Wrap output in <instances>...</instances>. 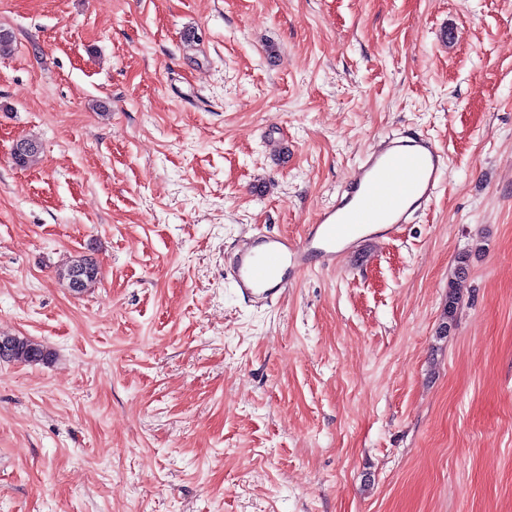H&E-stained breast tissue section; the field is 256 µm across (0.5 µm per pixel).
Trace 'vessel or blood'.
Listing matches in <instances>:
<instances>
[{
	"mask_svg": "<svg viewBox=\"0 0 512 512\" xmlns=\"http://www.w3.org/2000/svg\"><path fill=\"white\" fill-rule=\"evenodd\" d=\"M448 170V153L412 131L389 136L364 155L335 202L297 237L257 233L234 254L239 292L269 302L318 262L330 269L367 240L394 238L430 207Z\"/></svg>",
	"mask_w": 512,
	"mask_h": 512,
	"instance_id": "obj_1",
	"label": "vessel or blood"
}]
</instances>
